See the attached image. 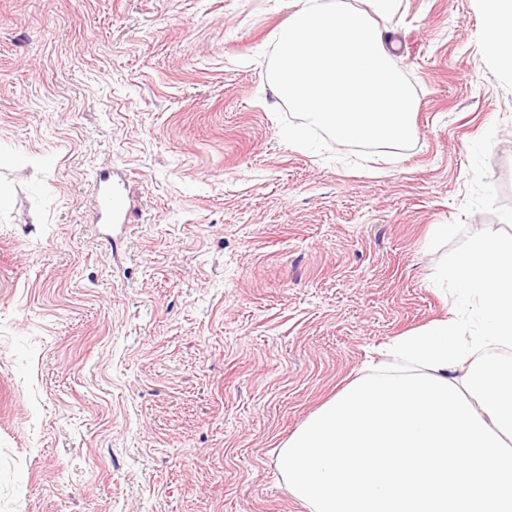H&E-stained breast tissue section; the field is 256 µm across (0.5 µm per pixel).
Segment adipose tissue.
Instances as JSON below:
<instances>
[{
	"label": "adipose tissue",
	"instance_id": "ef3b65f1",
	"mask_svg": "<svg viewBox=\"0 0 512 512\" xmlns=\"http://www.w3.org/2000/svg\"><path fill=\"white\" fill-rule=\"evenodd\" d=\"M363 2L294 0L272 89L338 144H400L417 101L380 26L400 0ZM481 3L486 46L512 74V0ZM437 278L463 311L382 344L282 448L308 512H512V233L475 236Z\"/></svg>",
	"mask_w": 512,
	"mask_h": 512
}]
</instances>
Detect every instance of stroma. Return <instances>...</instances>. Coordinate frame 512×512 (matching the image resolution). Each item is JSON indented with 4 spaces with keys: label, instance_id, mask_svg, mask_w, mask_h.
I'll return each mask as SVG.
<instances>
[{
    "label": "stroma",
    "instance_id": "1",
    "mask_svg": "<svg viewBox=\"0 0 512 512\" xmlns=\"http://www.w3.org/2000/svg\"><path fill=\"white\" fill-rule=\"evenodd\" d=\"M291 11L0 0V512H307L288 438L455 311L440 265L512 230V75L480 0L386 20L417 98L396 151L275 97ZM122 172L116 229L93 199Z\"/></svg>",
    "mask_w": 512,
    "mask_h": 512
}]
</instances>
